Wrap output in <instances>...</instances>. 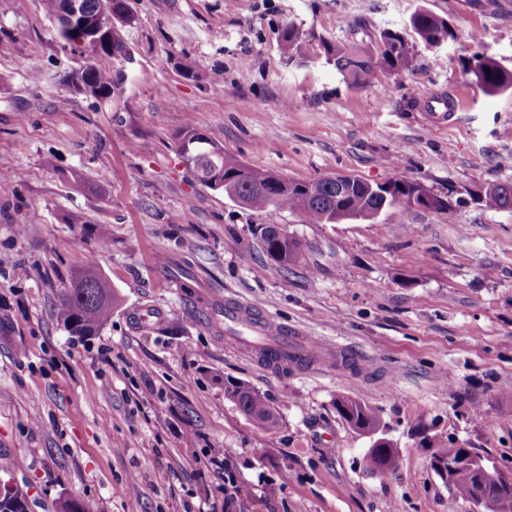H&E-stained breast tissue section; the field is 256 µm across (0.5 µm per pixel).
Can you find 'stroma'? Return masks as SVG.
I'll return each instance as SVG.
<instances>
[{
  "mask_svg": "<svg viewBox=\"0 0 512 512\" xmlns=\"http://www.w3.org/2000/svg\"><path fill=\"white\" fill-rule=\"evenodd\" d=\"M131 6L134 60L102 104L69 83L81 58L40 0H0V481L29 512H472L431 459L458 444L512 471V210L461 203L512 182V91L465 72L477 50L512 70V0ZM423 7L456 38L410 39L409 69L353 88L326 63L324 45L377 51ZM290 25L310 43L292 61ZM440 97L458 104L446 125L429 115ZM188 129L290 180L396 172L445 207L339 224L254 211L194 177ZM269 222L302 245L289 271L259 246ZM91 260L120 301L77 336L58 307ZM228 298L334 357L278 372L226 345ZM228 380L263 393L278 427L225 399ZM341 395L374 412L394 472L366 467L375 437L337 413Z\"/></svg>",
  "mask_w": 512,
  "mask_h": 512,
  "instance_id": "35a3bbf8",
  "label": "stroma"
}]
</instances>
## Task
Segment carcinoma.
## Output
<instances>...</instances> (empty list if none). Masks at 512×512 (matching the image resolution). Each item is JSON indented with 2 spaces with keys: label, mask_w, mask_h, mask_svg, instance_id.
<instances>
[{
  "label": "carcinoma",
  "mask_w": 512,
  "mask_h": 512,
  "mask_svg": "<svg viewBox=\"0 0 512 512\" xmlns=\"http://www.w3.org/2000/svg\"><path fill=\"white\" fill-rule=\"evenodd\" d=\"M45 12L56 19L58 36L61 40L74 44L75 34L66 29L60 17V0H42ZM82 15L88 17L114 16L130 12L129 0H81ZM409 29L425 45L437 47L455 40V33L448 21L427 9H419L410 17ZM283 50L289 57L303 55L307 51V41L292 25L288 26L282 37ZM384 45L378 55L366 53L356 46L326 45V60L334 65L349 85L362 87L372 82L378 69L392 71L405 70L410 66L411 56L406 37L399 32H385L381 35ZM125 47V41L119 34V28L112 29V37L103 42L101 51L90 56L91 66L74 74L84 87L91 90L90 97L108 102L117 89L119 74L114 69ZM468 72L474 76L475 84L487 95L498 94L512 89V70L502 66L496 59L475 52L469 59ZM191 151L195 155L192 171L200 183L210 186L211 172L219 168L223 173L221 183L216 189L224 192L228 198L239 204L274 215L286 207L299 212L308 224H337L343 218L361 220L372 209L386 210L404 205L401 197L406 195L401 184L404 177L393 174L387 184L391 189L381 195L369 189L361 182L353 185L351 192L336 196V189L327 184L318 185L317 191H311L313 181H293L285 188L277 187L282 177L269 170L248 166L236 158L224 154V150L191 129L184 133L180 152ZM480 199L476 204L485 209H499L501 195L499 185H482ZM259 244L279 267L286 269L297 259L298 243L286 234L278 224H265L260 228ZM115 295L96 266L86 264L78 270L71 282V288L63 295L58 311L63 324L71 332L81 336L92 335L103 327L112 314ZM257 340L262 347L258 354L264 363L275 368L290 365L302 366L310 363L316 356L312 350L303 351L297 347L273 351L265 348L267 336ZM224 395L233 401L241 412L265 428L278 424L274 408L258 390L241 382L224 383ZM338 414L355 430L374 434L379 424L371 409L364 403L346 396L336 398ZM467 449L461 445L439 446L432 461L454 463ZM367 463L372 471L381 475L393 472L397 466V452L389 442L376 444L369 449ZM451 485L463 500L470 502L476 496V485L468 477H458ZM491 512H512V490L499 489L494 492Z\"/></svg>",
  "instance_id": "obj_1"
}]
</instances>
